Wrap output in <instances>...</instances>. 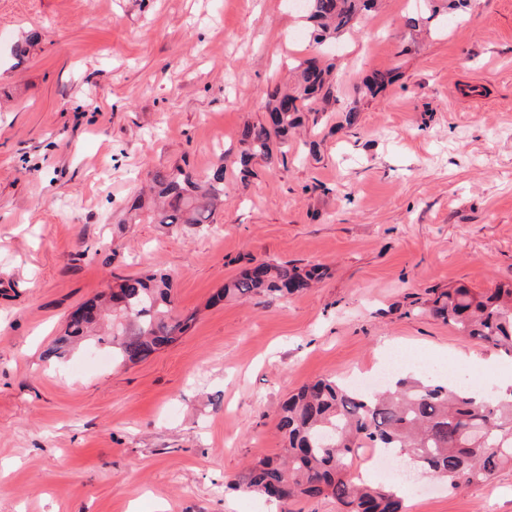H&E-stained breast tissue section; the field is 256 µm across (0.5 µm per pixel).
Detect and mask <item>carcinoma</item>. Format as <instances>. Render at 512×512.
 Wrapping results in <instances>:
<instances>
[{
	"mask_svg": "<svg viewBox=\"0 0 512 512\" xmlns=\"http://www.w3.org/2000/svg\"><path fill=\"white\" fill-rule=\"evenodd\" d=\"M406 17L415 29L441 9H457L468 0H417ZM376 0H307L306 19L313 40L352 28ZM293 92L266 93L265 121L247 124L240 133L241 174L249 175L255 159L270 162L274 151L288 152V136L302 124L315 104L336 103V86L328 67L315 58L297 66ZM393 81L378 72L365 82V93L376 95ZM159 198L157 224H211L224 198V158L209 173L195 178L180 166L153 174ZM326 275L320 265L307 269L289 262H261L224 284L218 295L250 299L284 297L309 288ZM114 293H103L89 305L112 312L107 337H92L98 320L69 323L48 355L62 358L73 345L92 340L107 343L112 358L135 364L175 341L194 316L180 317L170 275L147 269L117 279ZM432 313L466 340L512 353V284L492 292L450 288L438 294ZM278 429L286 448L274 458L254 462L230 488L258 493L286 503L298 498L332 497L342 512H404L397 486L373 484L353 476L351 465L362 448H399L417 469L451 490L483 484L505 464H512V397L475 399L462 385L424 378H400L370 395L334 378H321L290 395L277 411Z\"/></svg>",
	"mask_w": 512,
	"mask_h": 512,
	"instance_id": "cac0c4a2",
	"label": "carcinoma"
}]
</instances>
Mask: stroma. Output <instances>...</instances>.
Segmentation results:
<instances>
[{"label":"stroma","mask_w":512,"mask_h":512,"mask_svg":"<svg viewBox=\"0 0 512 512\" xmlns=\"http://www.w3.org/2000/svg\"><path fill=\"white\" fill-rule=\"evenodd\" d=\"M413 7L381 0L319 45L297 0H0V512H340L228 487L281 453L290 393L373 373L389 345L483 388L485 359L512 367L429 311L437 292L512 283V0L411 29ZM316 56L335 65L334 111L241 181L242 127ZM377 71L396 78L363 97ZM219 161L213 223H126L154 172ZM269 260L327 275L212 303ZM149 268L193 316L184 335L136 364L91 343L46 361L73 309ZM403 495L406 512H512V465Z\"/></svg>","instance_id":"stroma-1"}]
</instances>
